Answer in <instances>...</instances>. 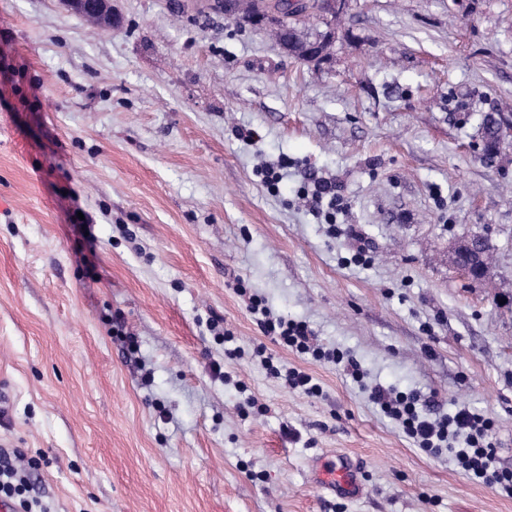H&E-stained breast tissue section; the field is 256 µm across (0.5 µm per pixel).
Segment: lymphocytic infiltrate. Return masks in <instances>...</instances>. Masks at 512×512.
I'll return each instance as SVG.
<instances>
[{
  "mask_svg": "<svg viewBox=\"0 0 512 512\" xmlns=\"http://www.w3.org/2000/svg\"><path fill=\"white\" fill-rule=\"evenodd\" d=\"M248 308L258 315L263 332L278 343L317 360L343 363L346 374L360 380L362 373L357 363L345 360L339 351L324 349L304 322L272 316L263 299L254 295L249 298ZM369 398L384 415L398 421L419 448L435 456L449 454L471 479L512 497V471L496 465L497 450L490 439L494 424L490 418L466 408L444 415L439 413L435 398L424 399L415 392L381 386L373 387Z\"/></svg>",
  "mask_w": 512,
  "mask_h": 512,
  "instance_id": "1",
  "label": "lymphocytic infiltrate"
}]
</instances>
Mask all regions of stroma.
Returning a JSON list of instances; mask_svg holds the SVG:
<instances>
[{"label": "stroma", "instance_id": "35a3bbf8", "mask_svg": "<svg viewBox=\"0 0 512 512\" xmlns=\"http://www.w3.org/2000/svg\"><path fill=\"white\" fill-rule=\"evenodd\" d=\"M177 3L112 0L103 28L0 0V456L38 460L51 512H512L367 392L484 412L512 469V143L482 133L512 121V0H349L306 22L334 31L318 64ZM474 233L483 283L448 260ZM250 293L363 382L265 335ZM338 454L362 499L313 482ZM334 186L331 182L324 180H315L312 183V187L304 188V196L307 197L311 195V199L313 204V208L315 205H321L323 199L327 196H331L330 201L328 202V206L331 208V211H327L324 213V220L326 224H335L336 223V194H335Z\"/></svg>", "mask_w": 512, "mask_h": 512}]
</instances>
